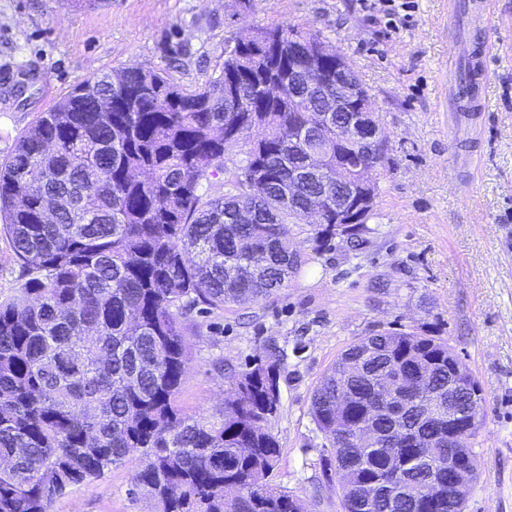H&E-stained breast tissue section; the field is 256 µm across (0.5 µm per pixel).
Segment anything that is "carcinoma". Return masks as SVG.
I'll return each instance as SVG.
<instances>
[{
  "instance_id": "carcinoma-1",
  "label": "carcinoma",
  "mask_w": 512,
  "mask_h": 512,
  "mask_svg": "<svg viewBox=\"0 0 512 512\" xmlns=\"http://www.w3.org/2000/svg\"><path fill=\"white\" fill-rule=\"evenodd\" d=\"M315 32L252 28L224 63L189 89L165 68L132 66L94 75L39 112L0 162V222L20 266L17 294L0 303V457L25 449L0 471V512H49L53 499L138 455L132 483L160 496V512H306L271 484L281 448L270 421L283 351L236 373L240 395L213 412L184 413L176 396L189 362L181 320L193 306L222 309L265 299L306 263L293 240L298 216L288 181L301 168L289 137L312 112L288 111V38ZM244 147L224 194L201 191L224 170L231 123ZM41 175L37 187L26 175ZM249 224L236 223L248 187ZM364 224L342 236L365 243ZM228 267L257 274L229 279ZM434 361L431 385L448 393V360L474 381L448 341L384 330L351 343L311 398L319 431L333 443L334 467L349 471L343 512H459L448 500L452 472L424 459L468 462L481 425L454 446L439 438L448 403L425 416L420 363ZM358 359L362 378L341 375ZM400 363L407 405L381 416L385 445L339 444L375 398L370 374ZM354 400L336 413V390ZM409 463L405 491L393 462ZM432 481L439 496L417 488ZM375 482L372 509L360 494ZM238 486L235 500L224 485Z\"/></svg>"
}]
</instances>
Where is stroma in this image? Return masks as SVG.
<instances>
[{"mask_svg": "<svg viewBox=\"0 0 512 512\" xmlns=\"http://www.w3.org/2000/svg\"><path fill=\"white\" fill-rule=\"evenodd\" d=\"M471 2L410 0L394 24L365 0H0V160L84 79L145 65L192 88L250 27L318 31L367 89L391 150L362 250L338 238L319 245L311 225H296L308 261L283 288L184 320L191 358L177 402L191 414L220 406L228 371L268 342L283 349L273 482L308 512H343L312 393L351 342L389 328L447 339L474 375L485 398L474 441L482 476L466 512H512V0H491L482 32ZM458 38L491 46L477 116L460 111L450 81ZM131 473L112 468L50 512H154Z\"/></svg>", "mask_w": 512, "mask_h": 512, "instance_id": "obj_1", "label": "stroma"}]
</instances>
